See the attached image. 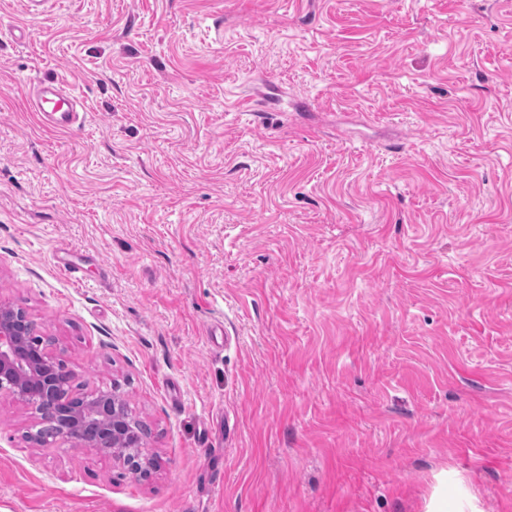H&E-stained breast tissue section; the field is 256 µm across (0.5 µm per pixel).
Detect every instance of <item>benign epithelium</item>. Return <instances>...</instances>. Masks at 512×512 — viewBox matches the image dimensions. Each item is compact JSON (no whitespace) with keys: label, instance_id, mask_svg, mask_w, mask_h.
<instances>
[{"label":"benign epithelium","instance_id":"1","mask_svg":"<svg viewBox=\"0 0 512 512\" xmlns=\"http://www.w3.org/2000/svg\"><path fill=\"white\" fill-rule=\"evenodd\" d=\"M81 374L53 355L29 313L0 305V392H8L53 430L52 441L92 448L130 466L145 431L125 414L117 387L78 393Z\"/></svg>","mask_w":512,"mask_h":512}]
</instances>
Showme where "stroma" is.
<instances>
[{"label":"stroma","instance_id":"stroma-1","mask_svg":"<svg viewBox=\"0 0 512 512\" xmlns=\"http://www.w3.org/2000/svg\"><path fill=\"white\" fill-rule=\"evenodd\" d=\"M1 304L159 467L2 393L0 512H512V0H0ZM30 112H36L43 124L55 130H69L78 123L84 104L56 80L33 84L27 94Z\"/></svg>","mask_w":512,"mask_h":512}]
</instances>
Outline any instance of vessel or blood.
<instances>
[{"mask_svg": "<svg viewBox=\"0 0 512 512\" xmlns=\"http://www.w3.org/2000/svg\"><path fill=\"white\" fill-rule=\"evenodd\" d=\"M29 111L37 113L46 127L68 130L78 123L82 102L63 84L42 80L33 84L27 94Z\"/></svg>", "mask_w": 512, "mask_h": 512, "instance_id": "1", "label": "vessel or blood"}]
</instances>
